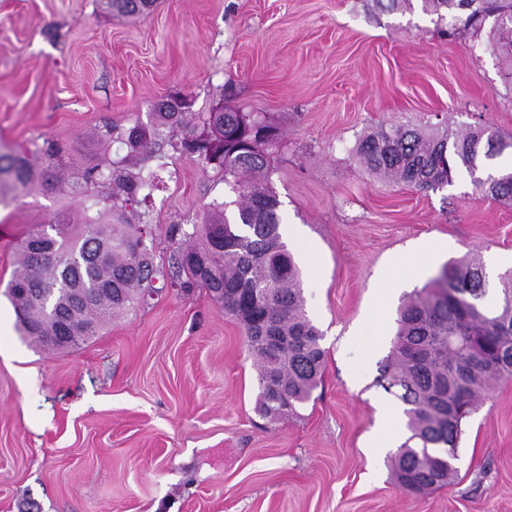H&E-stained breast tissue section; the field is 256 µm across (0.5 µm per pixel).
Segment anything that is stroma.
<instances>
[{"mask_svg":"<svg viewBox=\"0 0 512 512\" xmlns=\"http://www.w3.org/2000/svg\"><path fill=\"white\" fill-rule=\"evenodd\" d=\"M486 41L444 36L421 0H155L133 15L105 0H0V144L54 139L78 173L99 162L105 124L150 123L174 92L195 125L224 109L278 128L281 232L307 244L306 311L327 352L311 399L272 419L242 328L202 288L163 291L73 351L43 350L5 289L31 226L79 221L82 205L65 186L19 194L0 209V512H512V380L463 420L447 488L406 495L390 454L369 451L395 401L377 378L402 300L466 256L496 260L498 285L512 203L466 175L420 192L352 153L382 125L512 134V84ZM163 154L148 202L158 265L169 225L224 199L214 165ZM374 324L385 336L367 359L353 337Z\"/></svg>","mask_w":512,"mask_h":512,"instance_id":"1","label":"stroma"}]
</instances>
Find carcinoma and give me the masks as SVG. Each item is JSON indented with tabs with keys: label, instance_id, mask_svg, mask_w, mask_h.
I'll return each instance as SVG.
<instances>
[{
	"label": "carcinoma",
	"instance_id": "carcinoma-1",
	"mask_svg": "<svg viewBox=\"0 0 512 512\" xmlns=\"http://www.w3.org/2000/svg\"><path fill=\"white\" fill-rule=\"evenodd\" d=\"M153 0H108V8L140 13ZM426 12L448 25L481 29L490 23L487 48L512 72V0H422ZM175 95L153 104L151 124L122 131L106 125L100 139L119 141L126 155L85 169L70 184L84 198L82 223L57 221L28 232L7 293L24 335L44 348L70 351L97 335L115 316L142 303L158 276L183 292L204 288L243 328L259 363V406L270 416L296 411L321 381L326 351L305 313L302 272L280 232L281 202L271 187L276 129L244 112H211L184 148L224 170V184L238 199L213 204L201 224H178L181 236L168 266H154L142 226L149 213L135 207L164 181L165 166L147 167L160 154L163 129L186 125ZM512 150V136L490 126L464 131H424L382 126L360 136L353 152L371 173L419 191L452 184L461 173L496 201H512V168L494 160ZM65 163L63 148L46 139L36 152L0 151V207L15 192L61 184L53 171ZM235 205L234 220L226 208ZM54 234H49V231ZM483 265L461 260L443 266L431 284L409 296L399 311L392 351L378 383L404 406L411 436L393 458L397 486L420 497L448 486L455 474L462 420L493 384L512 378V283H503L494 306ZM268 324L288 343L267 348ZM65 336L56 343L51 336ZM457 409L448 417V406Z\"/></svg>",
	"mask_w": 512,
	"mask_h": 512
}]
</instances>
